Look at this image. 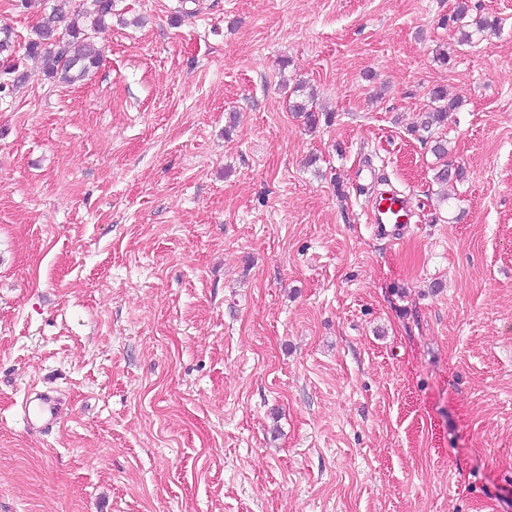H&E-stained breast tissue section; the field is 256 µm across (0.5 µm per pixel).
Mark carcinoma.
Returning <instances> with one entry per match:
<instances>
[{
  "label": "carcinoma",
  "instance_id": "1",
  "mask_svg": "<svg viewBox=\"0 0 512 512\" xmlns=\"http://www.w3.org/2000/svg\"><path fill=\"white\" fill-rule=\"evenodd\" d=\"M116 2L118 0H54L50 11L34 28L32 37L25 41L21 56L11 51L10 30L0 28V53H7L5 59L0 60V93L26 79L24 60L27 57H44L46 72L52 79L58 77L71 83L83 78L99 63L92 46L97 35L105 30L106 19L114 14ZM293 93L295 96L288 100L289 111L304 117L309 124L316 123L319 114L313 109L314 95L306 92L303 85L295 87ZM432 97L436 106L423 113L419 123L420 129L427 133L443 126L448 113L458 105L441 87L432 91ZM432 152L443 160L435 173L436 181L446 184L462 178V172L446 161V140H434Z\"/></svg>",
  "mask_w": 512,
  "mask_h": 512
}]
</instances>
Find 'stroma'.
Returning a JSON list of instances; mask_svg holds the SVG:
<instances>
[{
	"instance_id": "1",
	"label": "stroma",
	"mask_w": 512,
	"mask_h": 512,
	"mask_svg": "<svg viewBox=\"0 0 512 512\" xmlns=\"http://www.w3.org/2000/svg\"><path fill=\"white\" fill-rule=\"evenodd\" d=\"M454 7L119 0L84 80L25 60L0 99V512H512V0ZM437 87L445 203L415 128ZM385 188L410 224L377 230ZM304 85H298L294 88L288 100V109L306 119L309 124H315L319 120V114L313 109L314 95L306 93ZM300 94H296V93ZM292 96H295L294 98ZM24 416L31 429L52 430L60 423L62 411L52 396L40 393L26 400Z\"/></svg>"
}]
</instances>
